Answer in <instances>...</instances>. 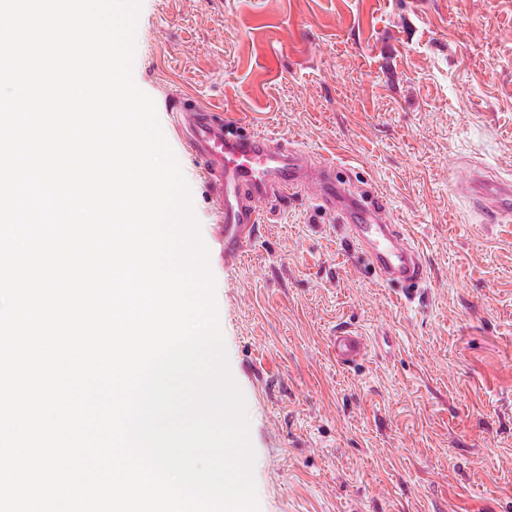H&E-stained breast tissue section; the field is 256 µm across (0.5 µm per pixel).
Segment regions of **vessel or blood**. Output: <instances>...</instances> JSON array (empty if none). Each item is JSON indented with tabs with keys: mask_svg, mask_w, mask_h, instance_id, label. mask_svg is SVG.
<instances>
[{
	"mask_svg": "<svg viewBox=\"0 0 512 512\" xmlns=\"http://www.w3.org/2000/svg\"><path fill=\"white\" fill-rule=\"evenodd\" d=\"M166 110L171 114L167 140L184 145L211 187L227 266L239 265L263 223L276 219L289 201L307 195L336 216L379 284L399 285L405 300L423 288L428 268L406 227L384 222L389 208L384 197L371 190L350 191L335 161H313L274 134L241 129L189 94L173 93ZM472 195L481 201L486 222L500 224L512 217L511 181L474 186ZM329 347L337 362L350 365L363 357L367 344L364 337L340 330L330 337Z\"/></svg>",
	"mask_w": 512,
	"mask_h": 512,
	"instance_id": "b4317fda",
	"label": "vessel or blood"
}]
</instances>
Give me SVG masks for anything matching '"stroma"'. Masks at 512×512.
<instances>
[{"mask_svg":"<svg viewBox=\"0 0 512 512\" xmlns=\"http://www.w3.org/2000/svg\"><path fill=\"white\" fill-rule=\"evenodd\" d=\"M133 77L160 124L186 91L347 165L430 272L401 301L306 197L226 268L207 181L172 143L259 512H512V222L484 223L451 167L512 179V0H142ZM341 329L368 343L348 366L328 347Z\"/></svg>","mask_w":512,"mask_h":512,"instance_id":"stroma-1","label":"stroma"}]
</instances>
